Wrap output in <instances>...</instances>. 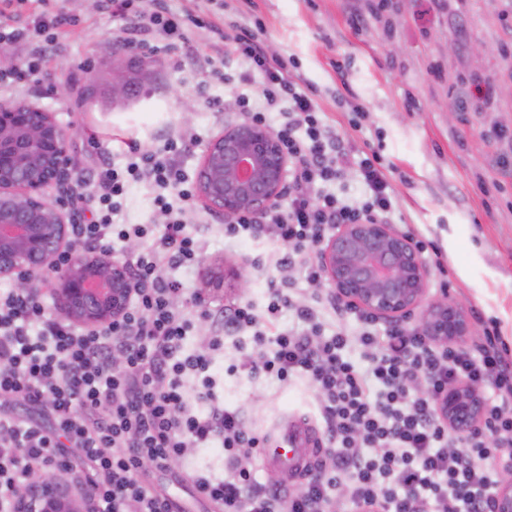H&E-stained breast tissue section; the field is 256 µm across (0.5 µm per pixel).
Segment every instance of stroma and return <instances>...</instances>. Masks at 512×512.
<instances>
[{
    "label": "stroma",
    "instance_id": "1",
    "mask_svg": "<svg viewBox=\"0 0 512 512\" xmlns=\"http://www.w3.org/2000/svg\"><path fill=\"white\" fill-rule=\"evenodd\" d=\"M368 0H201L206 15L249 30L263 26L277 55L294 59L295 77L309 85L325 126L347 140L353 154L378 152L390 178L393 227L399 233L432 241L437 253H423L430 294L447 293L462 307L474 332L465 347L482 340L484 323L496 319L512 343V167L499 163L512 139V57L501 55L512 38L502 19L503 0H447L439 14L411 0L403 18L388 9L368 16L353 31L349 16ZM52 12L65 16L57 26L64 57H46L33 81L0 90V99L38 102L55 112L67 132L80 175L110 164L125 167L127 145H158L167 131L186 144L179 164L195 180L201 157L221 132L238 126L235 104L251 93L253 78L237 68L224 82V57L212 48L207 27L192 28L189 45L166 58L117 44L119 25L111 13L91 8L75 11L73 0H50ZM122 63L138 85L136 95L113 103L108 82L113 63ZM478 79L491 101L480 111L449 120L446 99H458L461 80ZM68 87L66 98L54 90ZM159 187L131 183L116 224L159 225L164 221L155 198ZM185 218L203 241L196 263L175 270L186 291L179 310L195 319L185 341L196 348L210 326L198 319L195 292L217 303L238 298L264 308L263 270L273 269L282 247L266 239H224V218L194 202ZM248 289H240L239 277ZM251 332L225 338L213 352L211 374L224 404L238 408L250 429L264 434L288 414L318 420L313 389L301 377L281 383L227 370L252 350ZM149 483L171 495L182 512H214L192 486L182 482L179 466L149 470Z\"/></svg>",
    "mask_w": 512,
    "mask_h": 512
}]
</instances>
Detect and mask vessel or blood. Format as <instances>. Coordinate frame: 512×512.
<instances>
[{"mask_svg": "<svg viewBox=\"0 0 512 512\" xmlns=\"http://www.w3.org/2000/svg\"><path fill=\"white\" fill-rule=\"evenodd\" d=\"M320 435L303 419H288L276 431L266 433L260 456L265 465L289 480L305 475L321 454Z\"/></svg>", "mask_w": 512, "mask_h": 512, "instance_id": "obj_1", "label": "vessel or blood"}]
</instances>
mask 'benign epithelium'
<instances>
[{
  "instance_id": "1",
  "label": "benign epithelium",
  "mask_w": 512,
  "mask_h": 512,
  "mask_svg": "<svg viewBox=\"0 0 512 512\" xmlns=\"http://www.w3.org/2000/svg\"><path fill=\"white\" fill-rule=\"evenodd\" d=\"M131 78L112 67L110 94L121 102ZM288 156L262 123L241 124L215 137L202 155L196 192L204 205L232 219L261 213L276 205L288 181ZM77 164L64 128L51 112L33 102L0 100V277L22 287L41 269L56 266L52 293L70 319L100 328L120 319L133 293V282L118 258L71 248L73 223L67 206L77 182ZM53 188L54 196L46 194ZM325 276L336 297L377 318L400 323L420 311L416 328L443 344H459L472 334L462 309L447 296L427 293L428 268L419 249L390 224L364 221L342 224L320 249ZM448 424L464 435L479 424L482 403L464 382L448 386L440 398ZM63 479L34 475L27 488L38 512H87L93 494L61 492ZM499 512H512V461L503 465L497 493Z\"/></svg>"
}]
</instances>
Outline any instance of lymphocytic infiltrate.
<instances>
[{
	"instance_id": "f902f5d3",
	"label": "lymphocytic infiltrate",
	"mask_w": 512,
	"mask_h": 512,
	"mask_svg": "<svg viewBox=\"0 0 512 512\" xmlns=\"http://www.w3.org/2000/svg\"><path fill=\"white\" fill-rule=\"evenodd\" d=\"M32 1L38 10L28 22L0 32L1 51L20 45L29 58L26 68L0 69V89L32 76L43 57L65 54V46L49 36L47 0ZM106 7L121 20L116 40L151 53L161 40L187 41L200 22L192 12H174L169 0H106ZM211 28L215 48L258 78L263 110H249L248 98L238 99L249 119L262 123L267 112L288 108L276 131L289 159L287 203L241 214L224 227L228 239L264 237L282 245L265 309L236 301L216 306L196 295L210 336L206 351H186L194 322L175 308L183 284L170 272L198 259L200 240L181 209L162 196L156 202L168 214L167 223L150 229L112 222L133 181L170 188L181 201L190 200L175 160L182 148L172 135L162 158L130 144L125 170L93 174L99 221L75 229L77 247L104 253L116 239H152L127 262L134 288L119 322L79 331L47 317L32 293L0 290V399L45 407L49 416L42 424L0 415V512H28L22 490L36 471L67 472L72 485L90 484L89 512H179L171 496L146 484L145 466L165 469L185 461L188 449L215 442L224 449L226 473L188 468L184 478L218 512H330L339 498L347 512H496L499 467L512 459V347L494 324L486 327L478 350L447 348L412 327L377 330L370 314L332 293L308 302L292 299L289 269L300 268L310 283L322 279L317 252L339 225L387 222L388 177L378 155L355 160L322 124L315 100L294 80L287 59L268 53L265 38L247 29L230 32L217 22ZM353 166L366 187L358 203L326 189ZM286 311L296 324L282 330L278 322ZM326 314L334 319L333 330L325 328ZM349 317L359 322L357 333L348 331ZM247 330L256 350L233 364V371L282 383L303 377L317 394L324 451L316 474L296 492L261 483L253 469L240 465L242 450L262 447L264 438L245 427L237 409L220 406L214 391L212 351L225 336ZM354 346L363 361L348 356ZM190 376L203 380L198 411L185 396ZM461 379L491 389L479 428L463 438L439 412L442 393ZM74 452L84 468H72Z\"/></svg>"
}]
</instances>
